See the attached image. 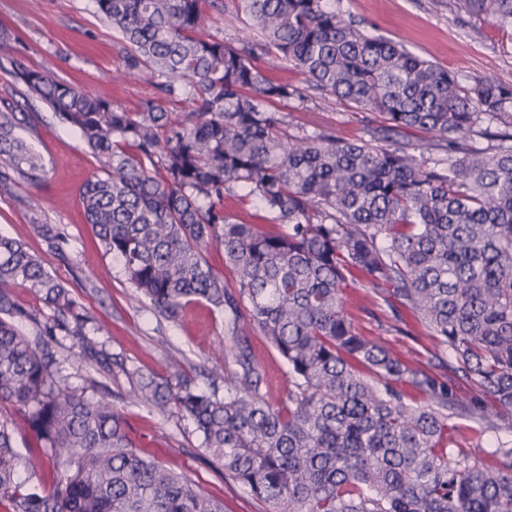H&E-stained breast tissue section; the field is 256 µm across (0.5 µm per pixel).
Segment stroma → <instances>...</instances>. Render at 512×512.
I'll return each instance as SVG.
<instances>
[{
  "mask_svg": "<svg viewBox=\"0 0 512 512\" xmlns=\"http://www.w3.org/2000/svg\"><path fill=\"white\" fill-rule=\"evenodd\" d=\"M345 15L362 28L402 43L458 77H486L512 84V30L488 22L458 17L452 0H341ZM21 39L18 58L50 71L61 81L90 90H107L114 103L132 109L153 96L150 83L128 77L116 83L121 64L120 35L102 23L93 0H0V27ZM290 114L294 131L331 129L337 138L356 140L376 134L375 114L352 108L335 96L317 91L302 100L279 103ZM29 109L39 120L28 141L41 155L47 177L40 183H18L0 176V234L22 238L41 257L45 268L72 290L87 318L85 329L107 357L106 363L80 360L75 339L55 336L52 350L59 375L87 396L110 393L116 410L137 449L144 455L185 474L195 485L224 504V512H265V504L228 479L201 447L192 422L178 410L159 412L131 400L133 383L124 367L158 377L173 375L170 355L184 356L182 376L193 385L223 383L224 366L211 357L224 336V316L205 302L190 304L178 322L154 313L137 296L121 265L95 238L83 219L80 189L99 169L79 135L63 126L52 109L33 98ZM56 226L65 236L62 250L51 248L35 224ZM347 307L358 330L379 337L395 351L423 350L431 341L416 315L400 309L402 333L386 331L388 307L366 313L362 289H347Z\"/></svg>",
  "mask_w": 512,
  "mask_h": 512,
  "instance_id": "35a3bbf8",
  "label": "stroma"
}]
</instances>
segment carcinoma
Here are the masks:
<instances>
[{"instance_id": "cac0c4a2", "label": "carcinoma", "mask_w": 512, "mask_h": 512, "mask_svg": "<svg viewBox=\"0 0 512 512\" xmlns=\"http://www.w3.org/2000/svg\"><path fill=\"white\" fill-rule=\"evenodd\" d=\"M233 4L253 30L235 42L205 34L224 0H95L125 43L114 79L139 75L155 95L130 111L13 59L23 90L0 98V164L15 181L44 179L19 135L36 129L19 99H41L100 163L80 190L85 221L137 294L174 322L194 300L224 314V394L125 373L137 379L135 400L189 418L224 475L266 512H512V84H464L330 0ZM454 8L512 27V0ZM268 56L309 88L378 114L380 134L289 133L275 104L305 90L272 80L257 65ZM179 96L191 109L177 114L166 101ZM411 129L429 138L404 140ZM237 189L276 230L224 209ZM210 244L224 249L233 284L212 271ZM356 274L373 302L418 315L432 341L427 361L357 330L344 297ZM17 286L52 317L20 308ZM84 324L40 257L0 236V403L35 439L22 455L0 425V507L224 512L184 474L138 453L109 400L60 383L49 342L64 332L79 356L95 357ZM255 328L288 365L274 402L249 344ZM456 419L471 423L470 436ZM488 432L491 451L481 448ZM49 453L65 473L21 489L19 473Z\"/></svg>"}]
</instances>
